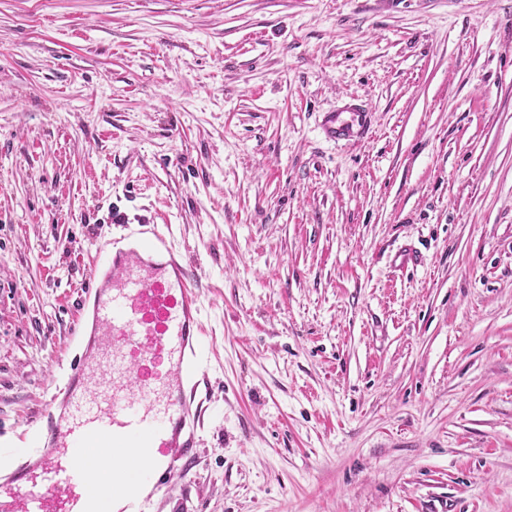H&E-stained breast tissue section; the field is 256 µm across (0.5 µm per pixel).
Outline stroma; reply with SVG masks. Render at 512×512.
Masks as SVG:
<instances>
[{
	"label": "stroma",
	"instance_id": "35a3bbf8",
	"mask_svg": "<svg viewBox=\"0 0 512 512\" xmlns=\"http://www.w3.org/2000/svg\"><path fill=\"white\" fill-rule=\"evenodd\" d=\"M115 210L206 333L147 512H512V0H0V474ZM372 124L373 112L362 104H349L337 112H325L320 122L326 139L353 143L363 141Z\"/></svg>",
	"mask_w": 512,
	"mask_h": 512
}]
</instances>
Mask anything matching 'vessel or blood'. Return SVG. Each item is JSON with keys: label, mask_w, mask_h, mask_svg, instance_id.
<instances>
[{"label": "vessel or blood", "mask_w": 512, "mask_h": 512, "mask_svg": "<svg viewBox=\"0 0 512 512\" xmlns=\"http://www.w3.org/2000/svg\"><path fill=\"white\" fill-rule=\"evenodd\" d=\"M373 114L349 104L323 113L326 139L360 142ZM101 242L77 303V351L55 386L38 445L0 479V512H145L197 445L206 382L195 272L168 225L131 224Z\"/></svg>", "instance_id": "b4317fda"}]
</instances>
